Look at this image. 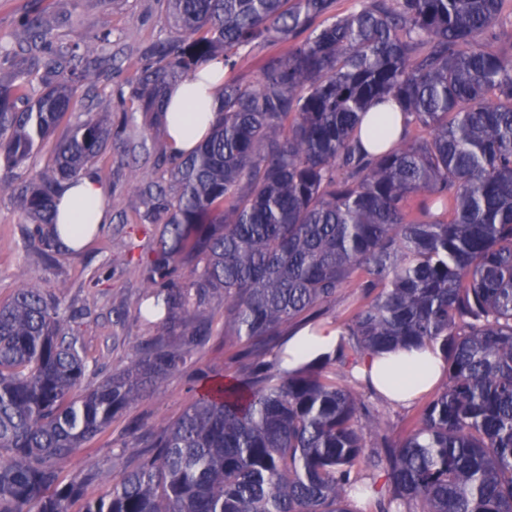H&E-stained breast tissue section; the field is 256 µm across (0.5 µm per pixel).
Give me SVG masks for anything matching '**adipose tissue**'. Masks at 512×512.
Wrapping results in <instances>:
<instances>
[{"label":"adipose tissue","instance_id":"1","mask_svg":"<svg viewBox=\"0 0 512 512\" xmlns=\"http://www.w3.org/2000/svg\"><path fill=\"white\" fill-rule=\"evenodd\" d=\"M201 73L202 81L179 83L170 92L169 109L163 117L169 151H190L212 128L224 87V63L214 60ZM105 198L104 185L91 174L83 175L77 183L62 185L58 192V238L63 248L80 252L87 242L83 227L108 222ZM340 341V330L327 324L297 329L288 340L283 366L296 369L332 352ZM445 369L439 352L422 346L367 355L354 372L368 377L376 391L390 401L407 404L432 390Z\"/></svg>","mask_w":512,"mask_h":512}]
</instances>
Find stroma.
<instances>
[{
    "instance_id": "1",
    "label": "stroma",
    "mask_w": 512,
    "mask_h": 512,
    "mask_svg": "<svg viewBox=\"0 0 512 512\" xmlns=\"http://www.w3.org/2000/svg\"><path fill=\"white\" fill-rule=\"evenodd\" d=\"M29 15L42 16L56 41L90 37L106 29L111 32L115 60L111 81L97 83L68 116L72 123L88 110L112 116V152L99 163L109 221L81 253L60 250L47 258L24 235L25 217L15 198L0 195V302L8 300L26 279L52 294L60 284H67L68 304L83 313L75 332L87 359L86 382L94 385L112 369L126 366L140 346L157 334L156 326L139 315L144 291L139 268L150 254L154 227L140 221L145 207L126 179V164L137 161L146 179L168 184L165 167L156 162L166 150L163 124L152 112H138L133 120H124L119 94L140 66L143 48L165 43L172 29L164 0H80L74 10L56 0H0V39L24 42L22 21ZM207 308L213 323L206 345L191 355L184 369L113 418L102 438L80 449L64 465L67 476L97 470V480L87 488L89 497L111 491L108 469L113 458L120 456L128 466L137 465L133 450L145 441L131 433L132 424L159 429L192 404L206 377L237 373V347L224 336L223 292L214 293Z\"/></svg>"
}]
</instances>
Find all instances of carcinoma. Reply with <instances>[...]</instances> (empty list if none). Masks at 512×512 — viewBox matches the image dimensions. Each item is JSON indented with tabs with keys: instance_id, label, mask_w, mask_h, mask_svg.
<instances>
[{
	"instance_id": "cac0c4a2",
	"label": "carcinoma",
	"mask_w": 512,
	"mask_h": 512,
	"mask_svg": "<svg viewBox=\"0 0 512 512\" xmlns=\"http://www.w3.org/2000/svg\"><path fill=\"white\" fill-rule=\"evenodd\" d=\"M504 0H168L173 36L146 53L132 99L163 113L178 82L209 61L288 42L254 82H224L210 135L164 154L175 192L129 179L162 215L142 268L156 324L131 362L89 387L78 336L27 282L0 303V512H512V54L495 49ZM49 46L55 79L30 69L0 83V194L29 239L58 249L56 194L112 150L96 113L58 129L79 86L112 77L110 33ZM394 101L403 133L370 157L360 126ZM51 146L52 174L26 178ZM199 265L188 282L180 271ZM353 277L360 305L337 351L295 370L273 345L305 326ZM255 364L209 386L149 435L138 466L112 460L109 498L86 499L97 472L63 482L59 464L112 418L180 371L210 335L206 302ZM436 346L443 390L400 440L355 388L362 357Z\"/></svg>"
}]
</instances>
